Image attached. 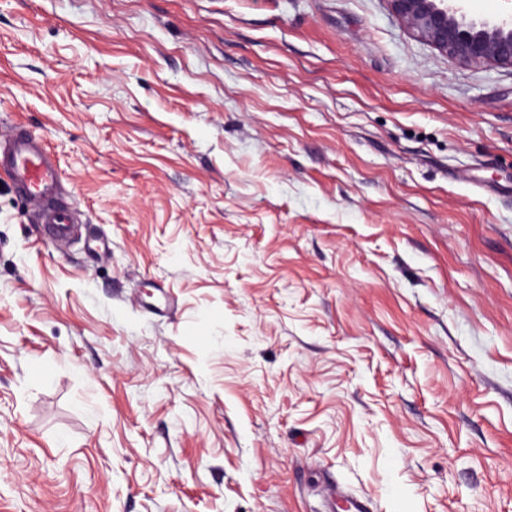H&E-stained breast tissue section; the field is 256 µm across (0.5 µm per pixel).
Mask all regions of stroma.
I'll return each instance as SVG.
<instances>
[{
  "mask_svg": "<svg viewBox=\"0 0 512 512\" xmlns=\"http://www.w3.org/2000/svg\"><path fill=\"white\" fill-rule=\"evenodd\" d=\"M0 512H512V69L387 0H0ZM0 174L10 179L54 236L70 233L77 217L62 197L58 160L41 136L16 131L7 137L0 145Z\"/></svg>",
  "mask_w": 512,
  "mask_h": 512,
  "instance_id": "stroma-1",
  "label": "stroma"
}]
</instances>
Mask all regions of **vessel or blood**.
Returning a JSON list of instances; mask_svg holds the SVG:
<instances>
[{
    "mask_svg": "<svg viewBox=\"0 0 512 512\" xmlns=\"http://www.w3.org/2000/svg\"><path fill=\"white\" fill-rule=\"evenodd\" d=\"M0 174L10 179L54 236L70 233L77 217L62 197L60 166L42 137L25 131L7 137L0 146Z\"/></svg>",
    "mask_w": 512,
    "mask_h": 512,
    "instance_id": "b4317fda",
    "label": "vessel or blood"
}]
</instances>
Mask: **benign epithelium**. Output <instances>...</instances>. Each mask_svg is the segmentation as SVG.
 Masks as SVG:
<instances>
[{"label": "benign epithelium", "mask_w": 512, "mask_h": 512, "mask_svg": "<svg viewBox=\"0 0 512 512\" xmlns=\"http://www.w3.org/2000/svg\"><path fill=\"white\" fill-rule=\"evenodd\" d=\"M394 14L422 41L461 63L512 68V19L494 25L463 22L459 0H388Z\"/></svg>", "instance_id": "7a95c632"}]
</instances>
